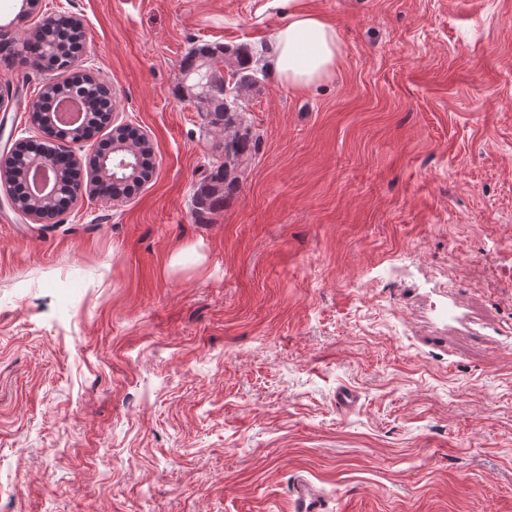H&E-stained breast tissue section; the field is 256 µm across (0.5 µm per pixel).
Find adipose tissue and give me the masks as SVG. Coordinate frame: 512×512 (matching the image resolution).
I'll use <instances>...</instances> for the list:
<instances>
[{"mask_svg": "<svg viewBox=\"0 0 512 512\" xmlns=\"http://www.w3.org/2000/svg\"><path fill=\"white\" fill-rule=\"evenodd\" d=\"M284 18L273 34L265 64L281 85L300 93L329 80L342 56L335 25L308 7L306 0H270Z\"/></svg>", "mask_w": 512, "mask_h": 512, "instance_id": "1", "label": "adipose tissue"}]
</instances>
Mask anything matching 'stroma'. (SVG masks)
<instances>
[{"mask_svg":"<svg viewBox=\"0 0 512 512\" xmlns=\"http://www.w3.org/2000/svg\"><path fill=\"white\" fill-rule=\"evenodd\" d=\"M335 76L266 75L252 164L199 222L209 43L254 67L265 0H41L145 132L151 179L37 223L0 188V512H512V0H307ZM0 0V156L51 71ZM358 395L336 410V392ZM288 507L291 512H327V500L311 480L297 474L293 477Z\"/></svg>","mask_w":512,"mask_h":512,"instance_id":"stroma-1","label":"stroma"}]
</instances>
